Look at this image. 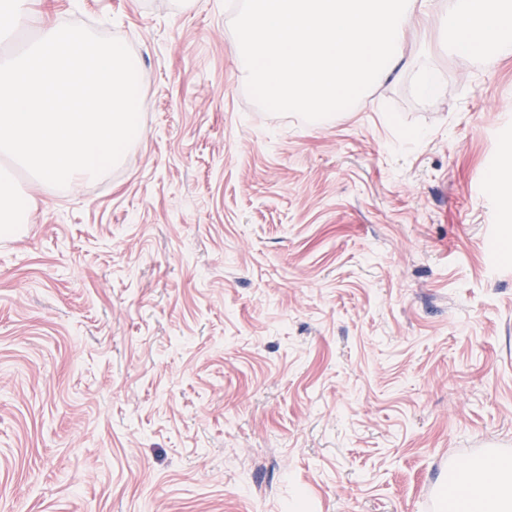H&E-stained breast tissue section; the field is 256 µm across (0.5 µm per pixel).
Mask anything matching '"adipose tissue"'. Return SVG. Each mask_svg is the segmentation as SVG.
Instances as JSON below:
<instances>
[{
    "label": "adipose tissue",
    "instance_id": "obj_1",
    "mask_svg": "<svg viewBox=\"0 0 512 512\" xmlns=\"http://www.w3.org/2000/svg\"><path fill=\"white\" fill-rule=\"evenodd\" d=\"M33 198L13 179L0 176V235L25 223ZM455 512H512V459L470 465L452 477Z\"/></svg>",
    "mask_w": 512,
    "mask_h": 512
}]
</instances>
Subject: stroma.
I'll return each instance as SVG.
<instances>
[{"label": "stroma", "mask_w": 512, "mask_h": 512, "mask_svg": "<svg viewBox=\"0 0 512 512\" xmlns=\"http://www.w3.org/2000/svg\"><path fill=\"white\" fill-rule=\"evenodd\" d=\"M124 41L144 133L0 244V512H421L512 457V63L436 38L307 123L224 0H34ZM442 90L421 96L418 64ZM448 487V459H442L439 467L434 471L429 484L426 487L424 497L425 512H438L445 511L447 508L446 503H442L443 492Z\"/></svg>", "instance_id": "obj_1"}]
</instances>
